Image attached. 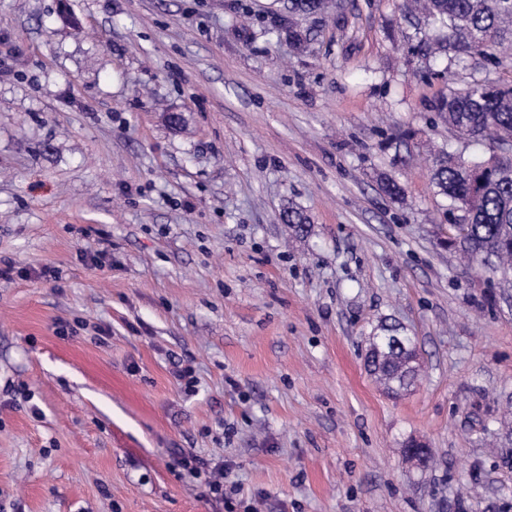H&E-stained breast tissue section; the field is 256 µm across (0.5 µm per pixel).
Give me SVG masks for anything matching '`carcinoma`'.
Instances as JSON below:
<instances>
[{
    "label": "carcinoma",
    "mask_w": 512,
    "mask_h": 512,
    "mask_svg": "<svg viewBox=\"0 0 512 512\" xmlns=\"http://www.w3.org/2000/svg\"><path fill=\"white\" fill-rule=\"evenodd\" d=\"M326 0H289L288 14H313ZM405 14L424 28L414 52L426 64L441 57L442 73L469 60L501 65L512 48V0H413ZM433 110L461 138L490 139L496 145L512 140V84L485 80L462 89L450 88ZM431 182L447 201L446 215L461 225L445 240L448 249L482 276L512 278V152L462 161L444 148L434 153ZM283 223L296 234L309 232V220L289 208ZM366 366L374 381L392 397L411 391L421 366L414 339L384 325Z\"/></svg>",
    "instance_id": "cac0c4a2"
}]
</instances>
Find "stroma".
Masks as SVG:
<instances>
[{
    "mask_svg": "<svg viewBox=\"0 0 512 512\" xmlns=\"http://www.w3.org/2000/svg\"><path fill=\"white\" fill-rule=\"evenodd\" d=\"M401 2L0 0V512H225L183 451L262 512L512 498V284L488 305L440 245L429 173L493 144L433 112ZM384 319L422 365L396 399L364 367Z\"/></svg>",
    "mask_w": 512,
    "mask_h": 512,
    "instance_id": "35a3bbf8",
    "label": "stroma"
}]
</instances>
